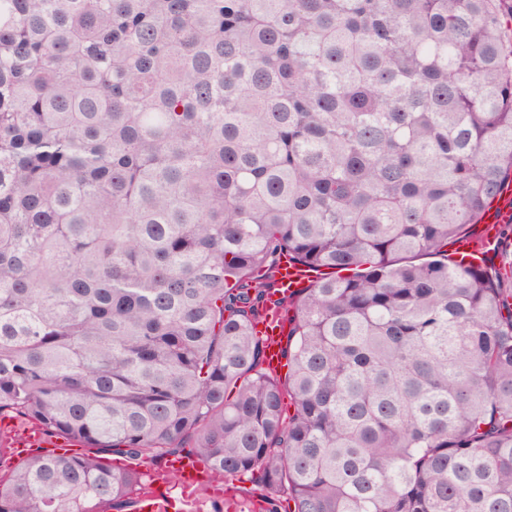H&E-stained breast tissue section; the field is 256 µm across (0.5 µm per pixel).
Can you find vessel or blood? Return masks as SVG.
I'll return each instance as SVG.
<instances>
[{
	"label": "vessel or blood",
	"mask_w": 512,
	"mask_h": 512,
	"mask_svg": "<svg viewBox=\"0 0 512 512\" xmlns=\"http://www.w3.org/2000/svg\"><path fill=\"white\" fill-rule=\"evenodd\" d=\"M482 222L486 226L482 242L463 241L458 245V251L465 256L486 258L495 250L497 240L492 232L493 227L512 223V183H506L500 194L483 214ZM313 272L309 267L282 262L276 278V288L273 298L280 303H288L301 295L304 288L312 282ZM257 332L266 339L268 348L265 354L267 367L274 372L283 370L285 360L281 354V339L284 334V323L278 318H266L257 325ZM59 447L64 453L70 454L76 448L75 442L46 438L35 428L29 429L17 444L21 453L29 452L33 448ZM173 474L179 479L182 495L185 502H192L197 491L212 481L209 470L192 456H174L164 461L159 471L154 472L150 478L149 493L139 495L137 499V512H157L164 495L167 493L165 475Z\"/></svg>",
	"instance_id": "obj_1"
}]
</instances>
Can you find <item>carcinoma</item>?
<instances>
[{
    "label": "carcinoma",
    "instance_id": "carcinoma-1",
    "mask_svg": "<svg viewBox=\"0 0 512 512\" xmlns=\"http://www.w3.org/2000/svg\"><path fill=\"white\" fill-rule=\"evenodd\" d=\"M508 179L512 0H0V414L82 447L0 512L183 454L263 512H512V276L448 254ZM314 274L309 267L283 261L279 265L276 288L272 301H278L279 311L291 300L301 295L304 288L313 281ZM257 332L260 337L267 339L268 348L265 354V363L273 372L277 373L284 369L285 360L281 354V339L284 335V322L282 318L269 317L260 321L257 325ZM286 368L280 372L284 376Z\"/></svg>",
    "mask_w": 512,
    "mask_h": 512
}]
</instances>
